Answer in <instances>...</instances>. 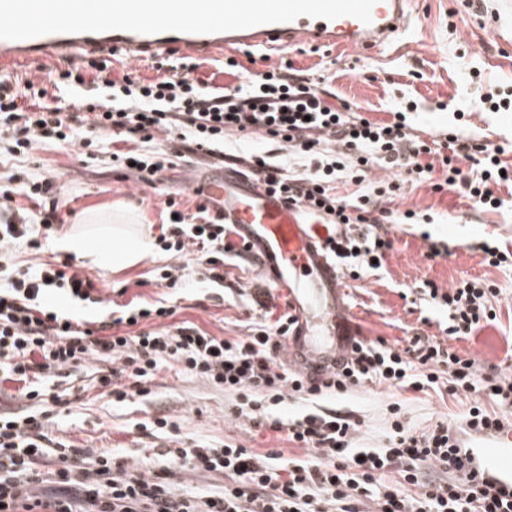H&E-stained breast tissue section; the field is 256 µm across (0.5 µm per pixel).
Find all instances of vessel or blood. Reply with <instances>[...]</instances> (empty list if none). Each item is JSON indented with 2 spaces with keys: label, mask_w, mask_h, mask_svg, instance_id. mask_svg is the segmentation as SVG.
Segmentation results:
<instances>
[{
  "label": "vessel or blood",
  "mask_w": 512,
  "mask_h": 512,
  "mask_svg": "<svg viewBox=\"0 0 512 512\" xmlns=\"http://www.w3.org/2000/svg\"><path fill=\"white\" fill-rule=\"evenodd\" d=\"M408 0H377L370 23L352 16L333 20L299 17L290 22L197 34H140L125 30L51 33L0 39V62L73 53L122 52L133 58L163 57L176 50L210 53L217 49L255 51L306 45L381 51L407 29ZM191 189L234 225L259 270L275 288L287 289L296 329L286 343L289 362L307 377L321 379L347 360L351 330L339 309L343 281L328 254L326 232L303 209L269 193L261 182L231 170L191 174ZM480 471L512 484V432L487 439L472 450Z\"/></svg>",
  "instance_id": "vessel-or-blood-1"
}]
</instances>
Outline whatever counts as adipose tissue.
Returning a JSON list of instances; mask_svg holds the SVG:
<instances>
[{
  "instance_id": "1",
  "label": "adipose tissue",
  "mask_w": 512,
  "mask_h": 512,
  "mask_svg": "<svg viewBox=\"0 0 512 512\" xmlns=\"http://www.w3.org/2000/svg\"><path fill=\"white\" fill-rule=\"evenodd\" d=\"M129 220L121 212L87 211L82 217L86 230L66 235L59 247L104 269L137 265L152 255L154 239L129 228Z\"/></svg>"
}]
</instances>
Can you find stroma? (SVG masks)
<instances>
[{
  "instance_id": "1",
  "label": "stroma",
  "mask_w": 512,
  "mask_h": 512,
  "mask_svg": "<svg viewBox=\"0 0 512 512\" xmlns=\"http://www.w3.org/2000/svg\"><path fill=\"white\" fill-rule=\"evenodd\" d=\"M409 11L404 36L379 53L299 46L272 54L266 62L246 61L240 48L232 50L231 56L243 62L245 79L269 65L293 63L302 77L331 92L334 106L357 108L374 121L391 120L399 101L415 100L418 110L413 125L424 138L454 123L452 112L444 108L451 101L465 113V133L495 145H512V112H486L478 104L482 85L512 84V0H411ZM476 69L482 74L478 81L472 78ZM79 153L78 146L65 143L35 153L36 160L57 176L66 217L64 231L76 230L81 213L93 207L126 208L151 231H158L165 222L164 202L170 195L179 196L182 211L195 213L199 200L187 184L189 162L176 161L161 183L150 185L106 161H81ZM500 195L503 207L485 212L454 191L436 193L426 183L408 187L394 201V208L428 213L433 221L406 231L393 230L396 243L384 267L347 280L344 312L356 330L391 343L416 335H440V314L427 303L412 302L411 293L427 281L445 288L463 275L485 276L503 290L499 320L473 336L454 340L452 347L475 358L482 376L512 371V270L484 266L482 253L474 248L489 238L512 250V190L501 188ZM433 242L448 245L449 255L427 259ZM169 262L165 252L157 249L149 259L122 270H104L82 258L77 264L102 296L124 304L131 299L152 302L166 295V288L156 285L155 275ZM224 276L223 287L214 288L187 271L185 287L176 297L178 320L193 322L215 336L245 335L254 314L250 291L263 281L249 257L225 266ZM99 369V363L92 362L60 372L61 388L74 389L79 399L53 424L55 440L85 450L111 448L127 466L141 468L147 457L165 452L167 444L139 431L138 422L147 416H168L180 422L186 439L217 446L232 442L261 453L273 450L284 459L307 454L270 429L236 425L229 417L232 396L203 380L165 369L154 379L150 397L118 403L98 385ZM335 405L359 421L360 445L382 446L387 442L391 406H400L405 424L422 430L460 419L469 401L444 387L423 392L371 383Z\"/></svg>"
}]
</instances>
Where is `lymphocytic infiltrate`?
<instances>
[{"label":"lymphocytic infiltrate","instance_id":"obj_1","mask_svg":"<svg viewBox=\"0 0 512 512\" xmlns=\"http://www.w3.org/2000/svg\"><path fill=\"white\" fill-rule=\"evenodd\" d=\"M157 67L161 75L152 80L131 71L116 77L111 60L93 59L54 72L47 88L0 79V154L24 161L0 171V260L19 246L39 250L63 222L55 175L27 165L48 143L96 146L107 160L132 166L139 180L153 183L183 153L221 162L230 138L275 142L281 155L251 154L249 173L323 224L331 255L354 280L385 261L394 246L390 225L415 219L413 210L388 207L406 183L456 189L486 210L503 206L499 187H512L503 148L455 132L422 138L401 110L392 121L376 122L336 108L326 91L288 66L214 89L197 78L192 57L172 56ZM160 139L170 150L157 147ZM122 142L127 150H119ZM377 160L395 168V177L368 179ZM340 183L354 184V192L337 194ZM19 196L37 201V210L18 207ZM165 206L175 257L195 256L202 280L223 287L226 261L248 253L231 241L234 226L203 203L192 215L180 212L175 198ZM56 290L71 300L102 301L93 280L68 262L41 263L0 284V381L19 383L23 403L20 411L0 412V512H512V493L496 491L472 469L464 446L465 436L512 429V418L480 404L460 421L420 432L406 427L399 407H392L388 443L380 448L355 447L352 416L321 405L285 423L270 418L293 396L336 398L373 382L421 391L443 379L452 393L483 392L512 408V375L480 377L478 361L450 345L497 321L501 289L492 279L463 276L445 289L426 282L422 296L446 315L441 336L412 337L406 348L356 336L347 362L315 381L278 363L295 319L275 312L267 289L254 292L256 321L237 338L176 321L177 306L163 300H133L116 305L108 318L80 320L49 304ZM94 361L107 363L99 382L118 402L148 397L157 373L179 366L231 394L232 418L268 424L309 455L282 462L274 452L234 443L218 448L182 441L179 423L168 417L139 422L140 430L169 439V465L223 476L220 492L195 495L179 492L168 468L144 472L127 467L111 449L91 453L56 442L48 429L66 399L50 391L49 381L61 369ZM48 457L55 468L47 476L41 464ZM431 470L439 481L427 482ZM392 472L396 480L383 482ZM47 477L63 495H33Z\"/></svg>","mask_w":512,"mask_h":512}]
</instances>
